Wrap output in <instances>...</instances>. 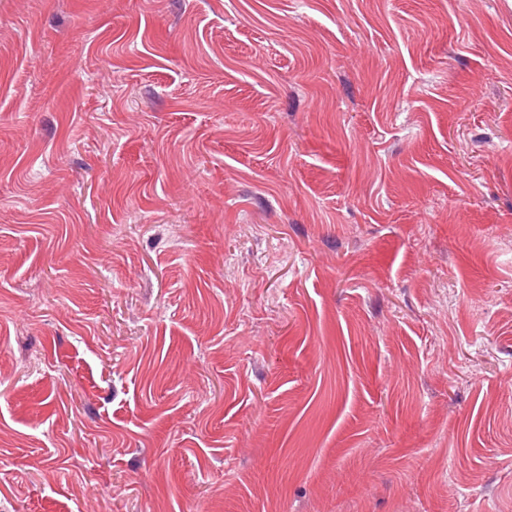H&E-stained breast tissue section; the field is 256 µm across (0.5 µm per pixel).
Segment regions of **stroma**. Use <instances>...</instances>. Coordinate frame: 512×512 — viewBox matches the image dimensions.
<instances>
[{
  "label": "stroma",
  "instance_id": "obj_1",
  "mask_svg": "<svg viewBox=\"0 0 512 512\" xmlns=\"http://www.w3.org/2000/svg\"><path fill=\"white\" fill-rule=\"evenodd\" d=\"M0 512H512V0H0Z\"/></svg>",
  "mask_w": 512,
  "mask_h": 512
}]
</instances>
